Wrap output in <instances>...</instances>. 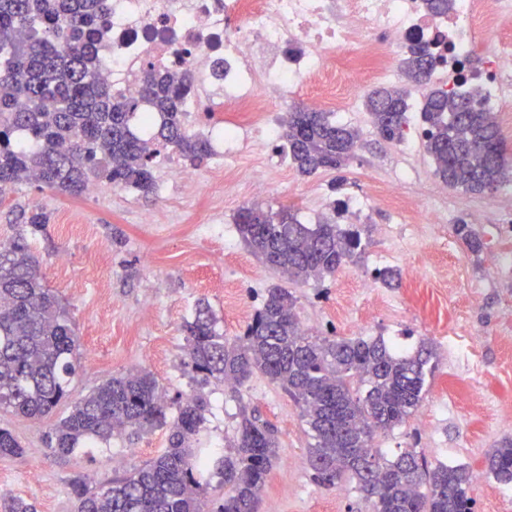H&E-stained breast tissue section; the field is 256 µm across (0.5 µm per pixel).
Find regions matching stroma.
Segmentation results:
<instances>
[{
    "label": "stroma",
    "mask_w": 512,
    "mask_h": 512,
    "mask_svg": "<svg viewBox=\"0 0 512 512\" xmlns=\"http://www.w3.org/2000/svg\"><path fill=\"white\" fill-rule=\"evenodd\" d=\"M359 117L360 146L337 191L334 172L305 176L289 161L278 190L251 176L226 187L215 182L210 157L198 163L194 184H169L162 168H155L156 190L147 196L104 180L93 196L62 195L33 183L0 196L2 241L24 231L23 214L41 212L48 218L44 231L27 233L26 242L48 287L69 312L81 360L70 395L54 415L33 421L0 409V428L11 430L25 449L23 458H0V494L34 502L38 512H76L69 489L73 478L105 482L165 448L164 426L69 457L53 455L47 444L53 425L72 403L112 375L143 369L168 400L198 392L206 398L200 447L224 452L236 433L242 402L256 409L260 421L277 428L279 460L258 512H368L354 485L341 490L313 482L308 437L298 409L280 386L254 375L239 401L222 383L200 386L185 364L183 329L202 300L226 335H242L267 289L281 281L239 238L235 218L243 206H288L311 222L320 214L315 204L320 194L332 192L344 200L365 191L372 180L396 179L407 167L416 171L412 199L428 197L434 165L424 147L397 152L377 135L368 112ZM448 199L443 222L423 241L431 253L424 277L446 279V292L412 286L405 275L415 266L414 257L393 252L394 242L416 237L419 225L430 222V212L375 205L358 219L368 239L361 258L324 280L294 284L295 311L312 335L332 331L339 337H398L411 345L431 341L440 364L419 409L405 424L377 437L375 445L389 454L414 448L432 464L466 465L475 512H512V487L503 499L483 494L491 483L483 470L485 454L512 437V427L500 424L503 416L512 415V363H505L501 346V332L512 324V272L494 274L490 261L491 253L512 248V229L501 223L503 214L512 212V187H500L490 196L452 188ZM147 213L154 214V223H143ZM460 220L483 237L486 248L480 256L462 251L453 231ZM384 267L403 273L400 287L380 285L375 294H363V278ZM471 328L481 334L474 346L468 343ZM452 394L457 404L441 411L444 398ZM132 446L136 454L126 455Z\"/></svg>",
    "instance_id": "stroma-1"
}]
</instances>
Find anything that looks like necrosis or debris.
Returning a JSON list of instances; mask_svg holds the SVG:
<instances>
[{"label": "necrosis or debris", "mask_w": 512, "mask_h": 512, "mask_svg": "<svg viewBox=\"0 0 512 512\" xmlns=\"http://www.w3.org/2000/svg\"><path fill=\"white\" fill-rule=\"evenodd\" d=\"M413 35L436 55L427 86L466 89L464 67L476 57L486 100L512 98V0H456L446 15L429 14L423 0H112L98 74L121 97L135 94L148 70L189 71V126L220 113L219 158H264L258 174L273 186L268 147L281 127L268 115L278 103L310 86V106L355 111L352 89L397 79ZM411 180L407 170L372 195L320 203L340 214L403 205Z\"/></svg>", "instance_id": "obj_1"}]
</instances>
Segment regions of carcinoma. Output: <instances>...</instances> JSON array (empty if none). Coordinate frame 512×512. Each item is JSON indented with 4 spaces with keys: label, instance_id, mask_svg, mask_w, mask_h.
I'll return each instance as SVG.
<instances>
[{
    "label": "carcinoma",
    "instance_id": "1",
    "mask_svg": "<svg viewBox=\"0 0 512 512\" xmlns=\"http://www.w3.org/2000/svg\"><path fill=\"white\" fill-rule=\"evenodd\" d=\"M109 0H0V194L22 182L77 197L91 176L144 195L155 189L153 161L174 150L198 163L211 143L184 126L192 76L148 72L136 94L114 97L96 77L97 44ZM435 62L410 38L408 81L421 84ZM409 92L380 88L366 100L377 134L402 139ZM425 149L434 175L472 195L494 193L512 163L498 125L478 91L433 90L420 109ZM358 132L329 112H290L279 151L304 175L342 171L355 156ZM235 224L250 251L287 282L333 275L365 250L361 232L322 219L300 220L286 207H244ZM454 233L474 256L486 247L465 221ZM296 298L282 286L266 297L243 335L226 336L210 306L200 302L187 332L186 366L197 380L241 388L259 372L294 401L309 438L312 480L326 487L355 483L371 512H473L466 465H429L413 448L388 458L375 438L405 423L423 400L437 367L433 346L421 341L399 352L382 337L366 340L313 336L302 331ZM79 362L66 308L45 285L39 263L21 234L0 242V408L29 420L49 416L69 397ZM207 401L190 395L170 404L156 379L138 369L106 379L76 402L52 428L49 445L60 456L138 436L169 425L166 448L139 467L104 483H70L78 512H204L209 480L224 482L216 512H258L260 494L278 460L277 430L240 405L230 451L219 456L195 447ZM172 421H167V418ZM24 448L0 428V457ZM497 484L512 485V439L484 457ZM3 512H36L15 496H0Z\"/></svg>",
    "mask_w": 512,
    "mask_h": 512
}]
</instances>
